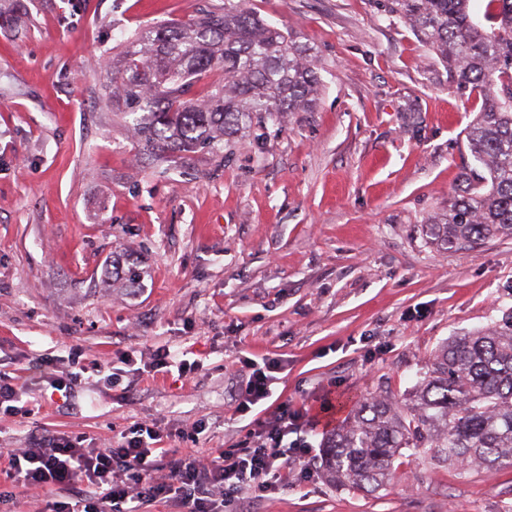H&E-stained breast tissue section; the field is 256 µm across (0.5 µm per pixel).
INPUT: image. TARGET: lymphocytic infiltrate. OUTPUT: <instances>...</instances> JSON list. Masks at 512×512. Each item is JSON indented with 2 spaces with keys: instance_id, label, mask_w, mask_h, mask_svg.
Returning a JSON list of instances; mask_svg holds the SVG:
<instances>
[{
  "instance_id": "f902f5d3",
  "label": "lymphocytic infiltrate",
  "mask_w": 512,
  "mask_h": 512,
  "mask_svg": "<svg viewBox=\"0 0 512 512\" xmlns=\"http://www.w3.org/2000/svg\"><path fill=\"white\" fill-rule=\"evenodd\" d=\"M133 362V353L122 349L90 361L73 346L65 375L57 374L56 359L39 365L50 388L67 395L87 373L114 388L121 382L116 364ZM243 364L248 376L236 395L235 412L254 416L246 447L185 455L172 447V433L151 420L135 424L108 448L64 433L33 437L23 450L0 445V477L26 488L66 492V499L43 501L38 512H143L145 505L164 499L175 500L179 512H243L242 489L266 494L286 486L289 467L312 451L302 430L314 425L287 405L266 409L277 362L247 357Z\"/></svg>"
}]
</instances>
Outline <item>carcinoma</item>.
Instances as JSON below:
<instances>
[{"mask_svg": "<svg viewBox=\"0 0 512 512\" xmlns=\"http://www.w3.org/2000/svg\"><path fill=\"white\" fill-rule=\"evenodd\" d=\"M448 65L449 81L482 104L467 128L475 165L459 176L448 212L429 222L445 250L512 238V0H383ZM222 78L197 99L192 89ZM104 72L119 80L112 106L133 116L149 156L223 148L285 112L313 109L319 76L311 48L239 4L189 22L148 25L124 40ZM321 473L348 490L389 487L409 450L466 474L512 465V308L493 326L437 351L411 405L381 394L353 405L320 444Z\"/></svg>", "mask_w": 512, "mask_h": 512, "instance_id": "carcinoma-1", "label": "carcinoma"}]
</instances>
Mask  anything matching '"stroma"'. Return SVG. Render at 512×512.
I'll use <instances>...</instances> for the list:
<instances>
[{
	"mask_svg": "<svg viewBox=\"0 0 512 512\" xmlns=\"http://www.w3.org/2000/svg\"><path fill=\"white\" fill-rule=\"evenodd\" d=\"M225 0H0V370L26 371L30 415L0 442L81 433L96 447L147 418L202 429L182 451L240 448L232 398L244 357L281 364L273 404L318 415L323 398L404 404L434 352L512 307V239L440 250L471 159L477 96L376 0H245L313 51L317 104L267 121L261 139L154 161L113 110L90 60L147 24L220 13ZM139 284L108 278L113 262ZM80 345L150 362L199 359L193 377L127 368L120 387L83 380L47 395L39 356ZM311 475L249 512H512V467L466 475L404 453L387 490Z\"/></svg>",
	"mask_w": 512,
	"mask_h": 512,
	"instance_id": "obj_1",
	"label": "stroma"
}]
</instances>
